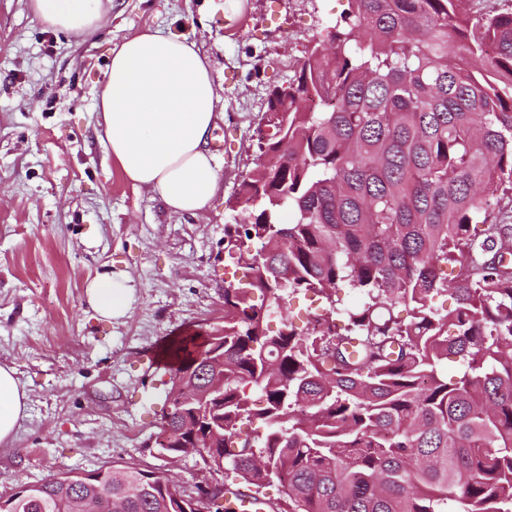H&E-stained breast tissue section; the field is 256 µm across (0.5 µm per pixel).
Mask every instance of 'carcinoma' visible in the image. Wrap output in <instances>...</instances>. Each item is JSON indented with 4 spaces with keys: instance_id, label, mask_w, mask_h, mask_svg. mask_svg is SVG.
Returning <instances> with one entry per match:
<instances>
[{
    "instance_id": "carcinoma-1",
    "label": "carcinoma",
    "mask_w": 512,
    "mask_h": 512,
    "mask_svg": "<svg viewBox=\"0 0 512 512\" xmlns=\"http://www.w3.org/2000/svg\"><path fill=\"white\" fill-rule=\"evenodd\" d=\"M471 2L347 0L268 93L204 339L224 371L172 349L158 445L178 455L199 424L196 461L277 486L275 512H512V3ZM297 293L323 313L269 330ZM214 382L223 398L201 402ZM179 494L114 461L0 494V512H179Z\"/></svg>"
}]
</instances>
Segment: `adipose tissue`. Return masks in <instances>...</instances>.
Masks as SVG:
<instances>
[{
    "label": "adipose tissue",
    "instance_id": "adipose-tissue-1",
    "mask_svg": "<svg viewBox=\"0 0 512 512\" xmlns=\"http://www.w3.org/2000/svg\"><path fill=\"white\" fill-rule=\"evenodd\" d=\"M111 0H30L48 27L80 35L98 29ZM96 108L114 162L134 188L157 196L175 214H198L220 188L208 142L223 118L217 112L218 74L195 41L145 30L111 51ZM87 301L105 318L129 311L126 276L105 273L88 281ZM27 410V393L12 367L0 364V443Z\"/></svg>",
    "mask_w": 512,
    "mask_h": 512
}]
</instances>
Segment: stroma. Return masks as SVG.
I'll return each instance as SVG.
<instances>
[{"label": "stroma", "mask_w": 512, "mask_h": 512, "mask_svg": "<svg viewBox=\"0 0 512 512\" xmlns=\"http://www.w3.org/2000/svg\"><path fill=\"white\" fill-rule=\"evenodd\" d=\"M345 6L244 0L232 16L226 0H112L106 24L77 39L43 25L28 0H0V364L28 395L0 444V494L112 461L199 481L195 458L155 446L173 367L150 357L222 323L227 201L255 167L267 94ZM146 29L194 40L222 75L224 119L209 144L221 184L195 215L133 188L100 135L111 49ZM112 272L133 289L119 319L85 297L89 278Z\"/></svg>", "instance_id": "35a3bbf8"}]
</instances>
